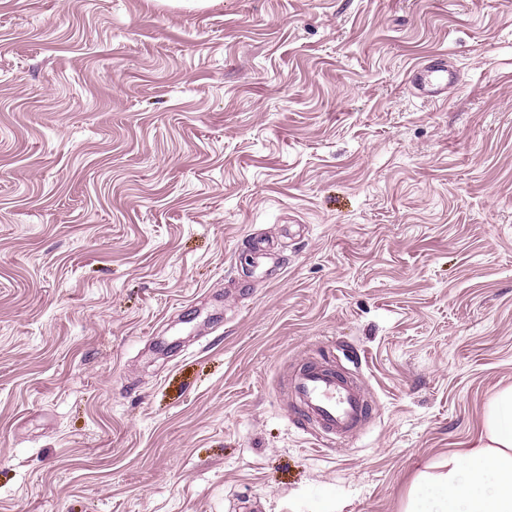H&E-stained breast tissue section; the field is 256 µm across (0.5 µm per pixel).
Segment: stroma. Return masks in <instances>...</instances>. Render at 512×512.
Returning a JSON list of instances; mask_svg holds the SVG:
<instances>
[{
	"mask_svg": "<svg viewBox=\"0 0 512 512\" xmlns=\"http://www.w3.org/2000/svg\"><path fill=\"white\" fill-rule=\"evenodd\" d=\"M508 385L512 0H0V512H400ZM454 74L448 63L439 57L425 60L412 73L411 86L418 97L429 98L440 88L453 83ZM355 375L307 361L292 378L293 406L317 422L321 438H349L368 421L372 407Z\"/></svg>",
	"mask_w": 512,
	"mask_h": 512,
	"instance_id": "stroma-1",
	"label": "stroma"
}]
</instances>
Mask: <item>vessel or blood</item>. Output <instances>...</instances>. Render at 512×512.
Listing matches in <instances>:
<instances>
[{
  "label": "vessel or blood",
  "instance_id": "obj_1",
  "mask_svg": "<svg viewBox=\"0 0 512 512\" xmlns=\"http://www.w3.org/2000/svg\"><path fill=\"white\" fill-rule=\"evenodd\" d=\"M454 80L447 62L439 57L425 60L411 74L418 97L429 98ZM298 413L314 419L321 438L346 439L358 432L372 411L355 374L339 372L318 361L304 363L290 383Z\"/></svg>",
  "mask_w": 512,
  "mask_h": 512
}]
</instances>
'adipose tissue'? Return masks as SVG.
Returning a JSON list of instances; mask_svg holds the SVG:
<instances>
[{
  "label": "adipose tissue",
  "mask_w": 512,
  "mask_h": 512,
  "mask_svg": "<svg viewBox=\"0 0 512 512\" xmlns=\"http://www.w3.org/2000/svg\"><path fill=\"white\" fill-rule=\"evenodd\" d=\"M403 512H512V386L490 398L469 448L417 472Z\"/></svg>",
  "instance_id": "ef3b65f1"
}]
</instances>
